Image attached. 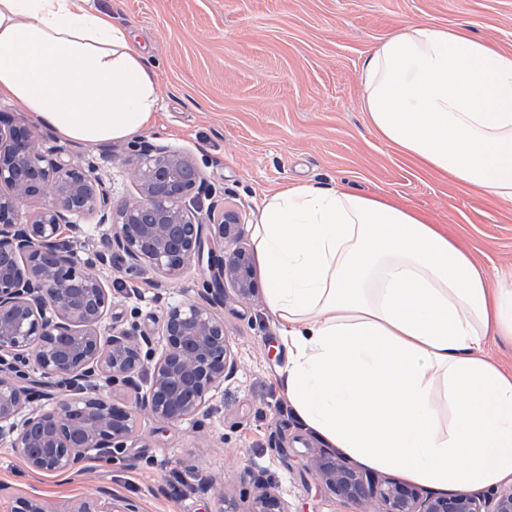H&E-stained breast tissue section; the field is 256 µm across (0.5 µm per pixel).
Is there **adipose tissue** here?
<instances>
[{
	"label": "adipose tissue",
	"mask_w": 512,
	"mask_h": 512,
	"mask_svg": "<svg viewBox=\"0 0 512 512\" xmlns=\"http://www.w3.org/2000/svg\"><path fill=\"white\" fill-rule=\"evenodd\" d=\"M370 126L420 165L512 201V52L406 25L364 61ZM88 147L127 140L158 108L127 30L88 0H0V98ZM267 307L288 347V403L328 447L434 490L512 482V375L482 355L512 340V282L385 197L301 184L253 229Z\"/></svg>",
	"instance_id": "obj_1"
}]
</instances>
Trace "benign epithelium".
I'll use <instances>...</instances> for the list:
<instances>
[{"instance_id": "obj_1", "label": "benign epithelium", "mask_w": 512, "mask_h": 512, "mask_svg": "<svg viewBox=\"0 0 512 512\" xmlns=\"http://www.w3.org/2000/svg\"><path fill=\"white\" fill-rule=\"evenodd\" d=\"M134 180L139 200L112 207L96 167L44 150L30 129L0 121V442L17 449L36 474L68 472L84 459L125 448L135 438L138 412L174 423L203 413L214 392L236 370V361L215 307L223 287L237 297L255 294L253 262L242 246L241 215L198 216L208 188L200 167L188 153L164 144L137 150ZM37 196L42 210L30 221L21 205ZM77 213L96 215L112 225L96 263L120 254L128 265L146 263L172 281L196 261L206 263L210 282L196 301L169 303L162 321V345L139 331L136 322L106 325L112 289L84 268L61 240ZM65 397L48 409L28 410L35 393L28 385L29 364ZM147 373L139 410L103 396L97 382H128ZM326 486L343 498L364 503L379 499L382 512H512V486L489 497L469 493L421 498L414 488L379 483L367 474L320 454L311 459ZM14 512H46L32 496L16 500ZM56 512H139L131 500L102 490L64 503ZM252 512H288L276 494L262 492Z\"/></svg>"}]
</instances>
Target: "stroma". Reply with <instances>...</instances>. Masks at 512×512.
I'll use <instances>...</instances> for the list:
<instances>
[{
  "instance_id": "obj_1",
  "label": "stroma",
  "mask_w": 512,
  "mask_h": 512,
  "mask_svg": "<svg viewBox=\"0 0 512 512\" xmlns=\"http://www.w3.org/2000/svg\"><path fill=\"white\" fill-rule=\"evenodd\" d=\"M129 31L157 79L160 107L135 140L115 142L101 175L120 208L136 202L128 160L138 141L191 153L210 198L258 223L267 195L291 184L338 186L415 207L468 252L489 282L512 277V202L486 198L423 167L369 125L363 62L403 26L430 21L471 27L512 52V0H93ZM26 125L46 148L65 146L74 161L99 149L63 140L22 105L0 99V114ZM64 240L79 262L93 258L109 225L78 215ZM112 287L110 321L136 322L159 337L165 303L197 298L204 268L188 266L157 289L150 268L121 256L98 267ZM249 300L224 290L220 312L238 368L213 394L207 414L179 423L142 419L137 440L91 456L66 473L37 475L20 453L0 445V512L20 496L52 508L108 488L139 512H251L259 488L289 512H379L327 487L309 458L324 445L294 415L282 377L288 351L266 308L263 275ZM138 288L129 296L127 285ZM164 300H157V293Z\"/></svg>"
}]
</instances>
